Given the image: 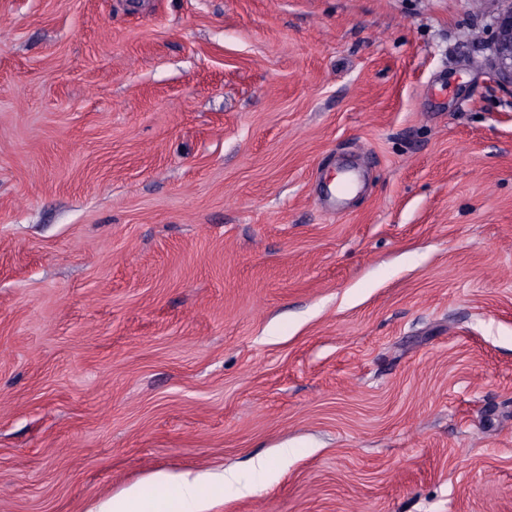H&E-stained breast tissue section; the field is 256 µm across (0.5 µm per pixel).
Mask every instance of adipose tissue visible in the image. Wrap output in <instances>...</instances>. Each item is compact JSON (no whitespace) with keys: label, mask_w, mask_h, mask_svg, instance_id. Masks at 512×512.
<instances>
[{"label":"adipose tissue","mask_w":512,"mask_h":512,"mask_svg":"<svg viewBox=\"0 0 512 512\" xmlns=\"http://www.w3.org/2000/svg\"><path fill=\"white\" fill-rule=\"evenodd\" d=\"M150 482L157 494L145 495L134 486L99 501L89 512H209L214 494L227 490L242 497L252 490L231 469L157 473Z\"/></svg>","instance_id":"1"}]
</instances>
